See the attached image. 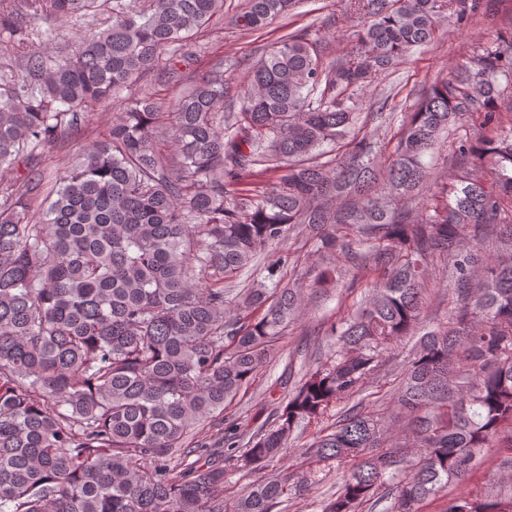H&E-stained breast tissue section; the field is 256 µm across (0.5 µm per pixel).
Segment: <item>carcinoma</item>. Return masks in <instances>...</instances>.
I'll return each mask as SVG.
<instances>
[{"mask_svg":"<svg viewBox=\"0 0 512 512\" xmlns=\"http://www.w3.org/2000/svg\"><path fill=\"white\" fill-rule=\"evenodd\" d=\"M49 3L57 20L109 4L112 22L64 60L30 50L0 83V170L27 167L20 183L0 179V512H274L292 492L289 468L230 507L226 473L280 460L298 426L359 391L420 323L441 256L456 295L448 323L424 329L389 389L390 415L354 405L316 437L309 481L346 469L321 512H358L388 483L389 512H420L464 483L477 458L512 463V132L499 133L497 107L512 99V38L434 81L387 161L367 136L321 160L354 123L348 91L432 44L441 18L467 25L480 0H348L360 30L332 65L319 63L316 41L288 32L227 116L217 70L171 112L132 98L52 187L44 151L82 127L81 109L162 66L181 79L194 63L183 47L224 0ZM295 3L248 0L235 24L262 30ZM465 115L487 134L456 142L460 185L432 191L424 158ZM258 166L277 182L243 202ZM426 191L416 220L392 207ZM297 224L333 227L320 234L323 257L369 266V301L331 324L339 349L282 400L275 426L244 448L229 426L217 459L205 421L271 360L303 301L298 288L260 285L240 289L232 310L224 278L264 253L273 279ZM336 226L361 238L341 239ZM442 512H512V491L461 493Z\"/></svg>","mask_w":512,"mask_h":512,"instance_id":"carcinoma-1","label":"carcinoma"}]
</instances>
